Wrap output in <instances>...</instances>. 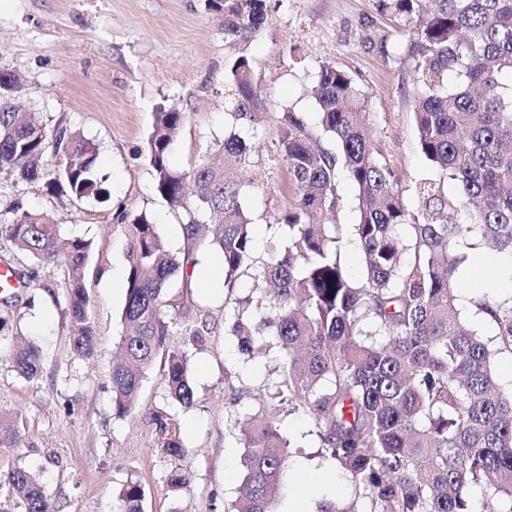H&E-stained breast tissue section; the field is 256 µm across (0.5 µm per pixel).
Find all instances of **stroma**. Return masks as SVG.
Wrapping results in <instances>:
<instances>
[{
	"mask_svg": "<svg viewBox=\"0 0 512 512\" xmlns=\"http://www.w3.org/2000/svg\"><path fill=\"white\" fill-rule=\"evenodd\" d=\"M269 19L247 45L255 87L267 109L259 129L232 125L225 71L230 52L224 17L206 0H0V69L16 75V102L43 115L49 125L80 131L97 150L96 175L107 194L76 199L47 193L43 182L15 184L0 175V211L36 210L61 224L67 235L92 240L86 287L97 344L91 358L74 356L59 309L42 291L59 277L56 267L18 258L0 239V265H12L22 285L0 290V312L11 324L0 335V416H9L17 438H0V472L15 465L35 471L58 512H114L127 480L145 490L144 512H229L242 482L239 433L227 424L226 387H248L251 406L274 392L273 358L247 361L233 348L224 321V293L193 289L190 314L207 318L215 334L191 356L192 408L171 405L158 373H150L134 418L112 412V350L121 331L124 282L113 271L127 266L117 211L146 213L175 249L183 244V214L154 190L148 139L159 110L183 112L171 148L174 168L186 170L213 155L225 133L251 146L255 187L245 205L253 219L254 260L268 259L277 233L274 213L291 202L288 169L277 155L281 107L301 113L316 127L311 94L322 63L347 71L365 99L371 136L395 170L410 211L422 200L418 181H438L455 196L454 183L420 153L413 110L419 93L408 52L412 25L382 9L379 0H269ZM480 263L464 259L458 281L465 295L511 294L495 277L496 251L480 245ZM43 350V376L31 384L11 368L18 336ZM172 409L180 422L189 481L170 486L173 463L154 448L150 415ZM282 431L297 441L290 467L304 486L349 497L347 475L322 463L310 421L281 405Z\"/></svg>",
	"mask_w": 512,
	"mask_h": 512,
	"instance_id": "obj_1",
	"label": "stroma"
}]
</instances>
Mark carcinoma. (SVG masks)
Instances as JSON below:
<instances>
[{"label":"carcinoma","mask_w":512,"mask_h":512,"mask_svg":"<svg viewBox=\"0 0 512 512\" xmlns=\"http://www.w3.org/2000/svg\"><path fill=\"white\" fill-rule=\"evenodd\" d=\"M412 23L410 49L421 85L413 112L421 153L444 172L458 197L439 186L416 187L421 210L410 211L404 189L382 151L365 133L351 76L330 63L318 71L312 92L328 146L311 144L314 133L296 112L279 116L278 151L288 166L292 202L273 215L285 229L269 259L253 261L252 221L244 199L255 185L251 154L233 133L218 145L232 163L201 161L188 171L169 162L183 113H157L148 140L155 191L182 209L183 248L172 251L144 213L117 214L126 240V295L118 362L111 373L112 410L119 418L139 407L143 382L159 365L167 396L185 409L195 404L190 349L213 333L205 318L178 342L169 316L170 288H192L198 252L221 257L227 293L237 280L253 281V316L232 323L238 351L250 359L274 352L276 389L315 429L319 447L347 472L357 493L349 501L322 499L314 512H476L470 489L480 486L512 512V386L498 380L494 363L512 354V295L474 296L471 305L493 328L484 340L457 302V248L467 238L492 245L512 259V0H380ZM224 15V41L234 51L228 83L234 123L256 130L264 106L253 93V61L242 44L268 17V0H207ZM461 77L453 89L448 72ZM17 77L0 71V174L33 183L45 175L48 148L62 165L45 182L77 198L104 193L94 178L96 148L68 127L47 125L38 112L12 104ZM355 190L357 222L339 224L343 208L339 176ZM23 257L53 264L63 281L42 285L62 307L75 356L94 354L96 334L86 288L92 243L64 238L44 213L11 210L0 218V237ZM351 237L363 257L352 278L341 262ZM12 368L35 384L42 351L33 343L14 351ZM230 399V417L245 420L240 433L245 474L231 512H277L290 491V452L280 411L260 407L245 417ZM156 447L169 459L186 448L176 415L151 416ZM140 483L119 493V512H143ZM0 512H56L37 476L23 466L0 475Z\"/></svg>","instance_id":"carcinoma-1"}]
</instances>
